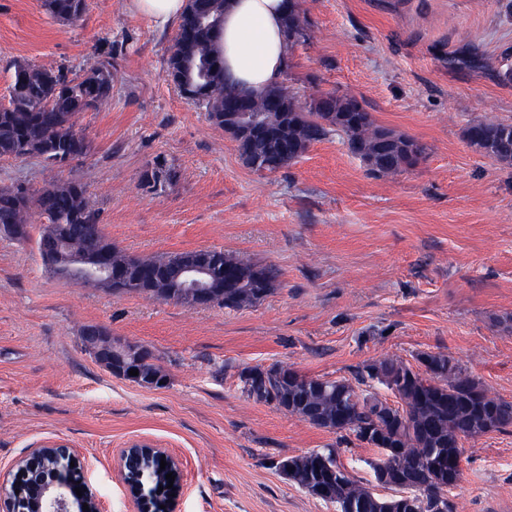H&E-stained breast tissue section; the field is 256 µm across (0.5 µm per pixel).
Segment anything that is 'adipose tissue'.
Segmentation results:
<instances>
[{"instance_id":"ef3b65f1","label":"adipose tissue","mask_w":512,"mask_h":512,"mask_svg":"<svg viewBox=\"0 0 512 512\" xmlns=\"http://www.w3.org/2000/svg\"><path fill=\"white\" fill-rule=\"evenodd\" d=\"M287 15L288 0H227L218 42L227 83L256 95L281 82L291 48Z\"/></svg>"}]
</instances>
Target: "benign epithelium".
<instances>
[{
	"mask_svg": "<svg viewBox=\"0 0 512 512\" xmlns=\"http://www.w3.org/2000/svg\"><path fill=\"white\" fill-rule=\"evenodd\" d=\"M194 276L196 283L184 292L191 306L212 304L208 290L207 271L201 266L184 269L182 279ZM91 345L97 348V357L114 374L130 377L129 370H139L144 360L129 347L96 336ZM166 461L165 471L175 476L173 487L158 491L150 487L146 474L160 468ZM133 512H173L174 497L182 482L180 460L165 448L136 442L120 449L115 466ZM82 489L77 495L75 488ZM89 510H83V505ZM0 512H101L98 495L85 476L83 454L63 444L34 448L29 455L18 460L5 473H0Z\"/></svg>",
	"mask_w": 512,
	"mask_h": 512,
	"instance_id": "1",
	"label": "benign epithelium"
}]
</instances>
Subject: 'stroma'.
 Returning <instances> with one entry per match:
<instances>
[{"mask_svg": "<svg viewBox=\"0 0 512 512\" xmlns=\"http://www.w3.org/2000/svg\"><path fill=\"white\" fill-rule=\"evenodd\" d=\"M506 2L302 0L307 38L284 83L303 102L356 96L377 125L427 148L415 168L375 176L334 133L277 173L248 168L206 108L168 82L174 28L129 0H87L70 23L42 0H0V103L16 61L72 77L112 64L110 102L77 119L90 155L61 170L2 157L0 188L75 179L115 250L217 248L279 273L253 305L191 308L46 268L40 221L28 241L0 236V470L64 444L84 454L105 512H131L116 454L148 442L182 463L174 512H336L276 461L334 448L367 482L377 449L248 399L242 370L351 380L379 359L443 352L512 402V166L463 135L485 118L512 123V83L498 78L512 62ZM159 160L177 181L144 189ZM91 326L151 349L165 387L112 375L85 341ZM462 450L456 512H512V426Z\"/></svg>", "mask_w": 512, "mask_h": 512, "instance_id": "1", "label": "stroma"}]
</instances>
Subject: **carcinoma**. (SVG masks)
<instances>
[{"mask_svg": "<svg viewBox=\"0 0 512 512\" xmlns=\"http://www.w3.org/2000/svg\"><path fill=\"white\" fill-rule=\"evenodd\" d=\"M286 27L295 44L305 36L308 19L299 0H290ZM54 19L77 20L87 0H42ZM224 17V0H189L178 23L167 76L192 87L212 124L224 129L225 105L242 96L224 82V63L217 42L222 29L211 25ZM112 64L92 65L83 75L68 77L63 68L49 69L30 63L13 64L9 101L0 106V158L34 155L51 167L61 168L90 152L85 135L76 130V117L110 98ZM249 121L239 122L236 147L246 166L273 174L298 159L311 144L340 133L350 153L378 176L416 167L426 147L417 140L376 125L372 114L353 95L322 94L319 105L298 103L283 85L259 97L245 96ZM465 138L479 151L512 165V123L486 119L467 126ZM176 171L159 161L146 171L142 183L152 189L170 183ZM46 219L37 241L41 261L64 244L78 253H94L99 244V212L91 204L84 183L53 181L29 195L0 188V224H30L32 215ZM204 263L210 271L217 305L241 308L276 288L277 273L232 257L221 250L136 257L106 254L100 266L122 280L120 291L161 300H177L182 281L172 275L176 261ZM425 373L403 361L386 358L358 372L356 382L311 378L292 368L274 364L241 371V392L247 398L274 405L304 421L335 432H348L356 440L380 450L370 463L376 486L394 491L383 497L355 479L338 461L335 448H321L277 462L280 472L326 503L336 512H429L424 492L436 494L454 486L461 473L454 468L462 453L461 440L512 426V402L488 394L475 378L443 352L422 353ZM377 383L400 400L395 407L358 386ZM409 493L406 503L403 493Z\"/></svg>", "mask_w": 512, "mask_h": 512, "instance_id": "1", "label": "carcinoma"}]
</instances>
